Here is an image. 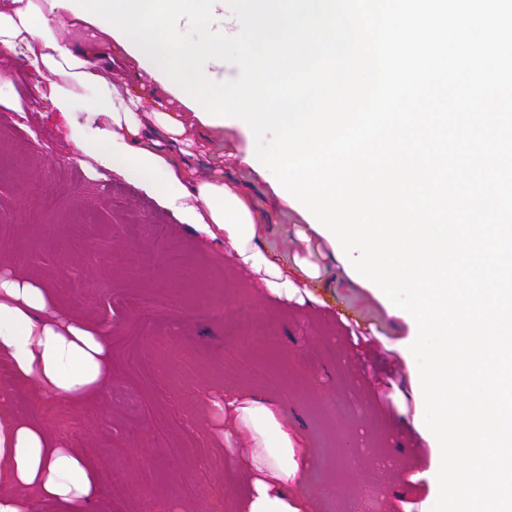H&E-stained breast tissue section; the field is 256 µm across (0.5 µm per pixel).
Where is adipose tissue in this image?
Returning <instances> with one entry per match:
<instances>
[{
    "instance_id": "adipose-tissue-1",
    "label": "adipose tissue",
    "mask_w": 512,
    "mask_h": 512,
    "mask_svg": "<svg viewBox=\"0 0 512 512\" xmlns=\"http://www.w3.org/2000/svg\"><path fill=\"white\" fill-rule=\"evenodd\" d=\"M103 26L76 17L52 0H0V49L36 78L51 112L69 118L76 160L135 184L180 223L222 238L234 262L266 292L292 299L294 279H316L318 267L263 247L267 221L249 197L224 178V147L207 155L199 175L183 138L185 114L146 85L118 91L112 73L136 63L132 51L114 55ZM81 121H73L74 113ZM0 365L23 381L78 409L100 394L112 375V351L102 332L54 306L44 280L0 273ZM217 410L224 434L249 432L265 456L239 453L243 490L234 512H316L318 497L301 491L308 459L298 458L287 422L259 394L228 392ZM103 495L96 467L63 446L25 411L0 406V512H30L32 501L55 512H86Z\"/></svg>"
}]
</instances>
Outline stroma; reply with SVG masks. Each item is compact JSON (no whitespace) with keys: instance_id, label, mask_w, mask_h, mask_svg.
I'll return each instance as SVG.
<instances>
[{"instance_id":"35a3bbf8","label":"stroma","mask_w":512,"mask_h":512,"mask_svg":"<svg viewBox=\"0 0 512 512\" xmlns=\"http://www.w3.org/2000/svg\"><path fill=\"white\" fill-rule=\"evenodd\" d=\"M16 67V107L0 105V269L53 286L56 305L107 334L112 376L82 410L7 381L13 405L86 453L123 495L88 512H228L243 479L206 466L215 449L247 448L204 409L225 391L260 393L311 453L303 489L319 512H428L437 457L421 434L416 327L388 297L355 280L330 242L276 194L273 173L247 162L252 133L188 120L197 155L224 143V171L265 215L266 246L319 265L304 302L268 296L223 244L177 222L136 185L92 178L70 153L64 121ZM259 334L274 347L252 344Z\"/></svg>"}]
</instances>
